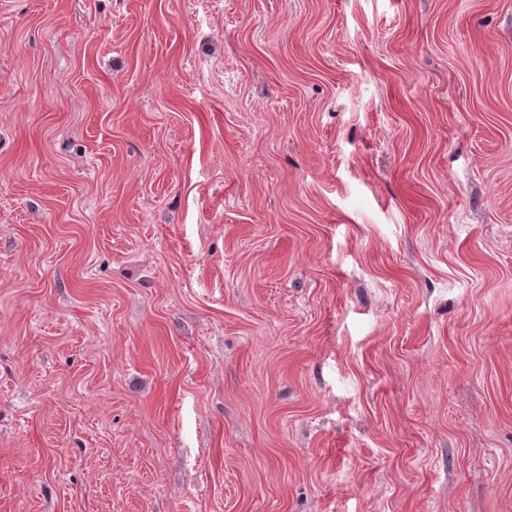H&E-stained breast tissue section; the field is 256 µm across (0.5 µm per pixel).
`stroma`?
<instances>
[{
  "label": "stroma",
  "instance_id": "obj_1",
  "mask_svg": "<svg viewBox=\"0 0 512 512\" xmlns=\"http://www.w3.org/2000/svg\"><path fill=\"white\" fill-rule=\"evenodd\" d=\"M0 512H512V0H0Z\"/></svg>",
  "mask_w": 512,
  "mask_h": 512
}]
</instances>
